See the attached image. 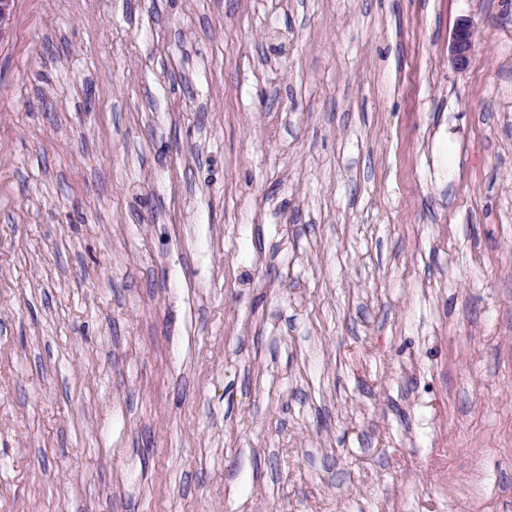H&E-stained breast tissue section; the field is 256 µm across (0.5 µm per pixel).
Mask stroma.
<instances>
[{
  "label": "stroma",
  "mask_w": 512,
  "mask_h": 512,
  "mask_svg": "<svg viewBox=\"0 0 512 512\" xmlns=\"http://www.w3.org/2000/svg\"><path fill=\"white\" fill-rule=\"evenodd\" d=\"M0 512H512V0H13ZM474 41V27L468 19L457 23L452 36L451 53L454 63L463 67L468 64Z\"/></svg>",
  "instance_id": "1"
}]
</instances>
